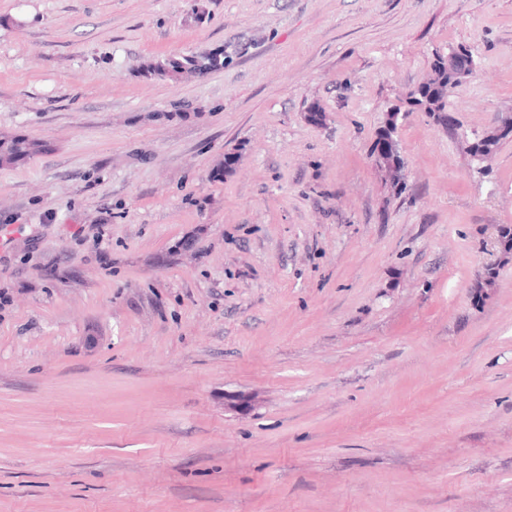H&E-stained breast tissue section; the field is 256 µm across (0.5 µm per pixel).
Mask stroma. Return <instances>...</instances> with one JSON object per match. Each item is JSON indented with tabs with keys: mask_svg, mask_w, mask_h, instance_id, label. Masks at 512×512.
Here are the masks:
<instances>
[{
	"mask_svg": "<svg viewBox=\"0 0 512 512\" xmlns=\"http://www.w3.org/2000/svg\"><path fill=\"white\" fill-rule=\"evenodd\" d=\"M511 122L512 0H0V512H512ZM445 59L438 58L433 65V76L406 95V103L413 109L425 112L435 122L448 126V98L462 80L456 81L448 73ZM35 145L25 138L0 139V165L10 166L28 157Z\"/></svg>",
	"mask_w": 512,
	"mask_h": 512,
	"instance_id": "1",
	"label": "stroma"
}]
</instances>
